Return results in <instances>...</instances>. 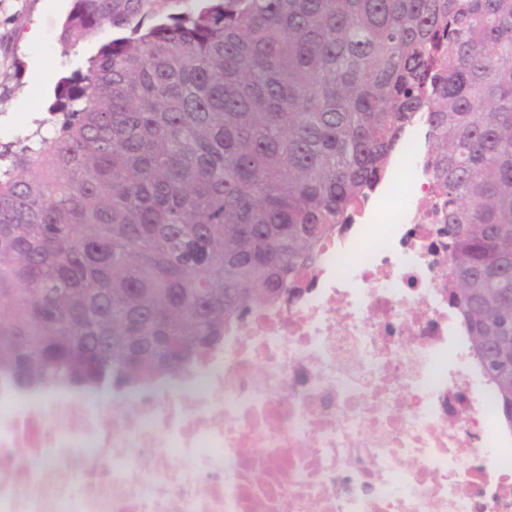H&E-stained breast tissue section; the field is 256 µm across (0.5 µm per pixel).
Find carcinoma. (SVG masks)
Instances as JSON below:
<instances>
[{
    "instance_id": "carcinoma-1",
    "label": "carcinoma",
    "mask_w": 512,
    "mask_h": 512,
    "mask_svg": "<svg viewBox=\"0 0 512 512\" xmlns=\"http://www.w3.org/2000/svg\"><path fill=\"white\" fill-rule=\"evenodd\" d=\"M155 0H73L61 40ZM0 145V375L177 376L316 268L426 113L448 301L512 428V0H204L103 45Z\"/></svg>"
}]
</instances>
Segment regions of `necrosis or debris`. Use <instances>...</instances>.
I'll use <instances>...</instances> for the list:
<instances>
[{
	"instance_id": "4bbe7bcc",
	"label": "necrosis or debris",
	"mask_w": 512,
	"mask_h": 512,
	"mask_svg": "<svg viewBox=\"0 0 512 512\" xmlns=\"http://www.w3.org/2000/svg\"><path fill=\"white\" fill-rule=\"evenodd\" d=\"M422 173L284 304L129 398L0 376V512H512V431L448 305Z\"/></svg>"
}]
</instances>
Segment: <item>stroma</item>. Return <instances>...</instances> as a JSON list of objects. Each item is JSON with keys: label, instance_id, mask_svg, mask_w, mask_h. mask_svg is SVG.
I'll return each instance as SVG.
<instances>
[{"label": "stroma", "instance_id": "35a3bbf8", "mask_svg": "<svg viewBox=\"0 0 512 512\" xmlns=\"http://www.w3.org/2000/svg\"><path fill=\"white\" fill-rule=\"evenodd\" d=\"M71 7L72 0H0V144L30 133L40 120L53 134L60 87L84 74L104 44L133 32L129 25L109 28L63 45L59 33ZM33 27L38 39H25Z\"/></svg>", "mask_w": 512, "mask_h": 512}]
</instances>
